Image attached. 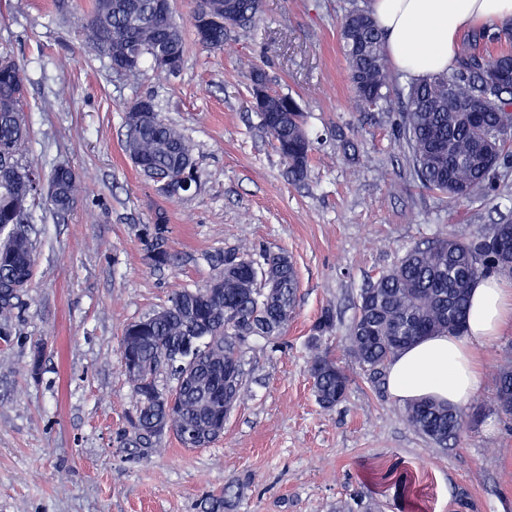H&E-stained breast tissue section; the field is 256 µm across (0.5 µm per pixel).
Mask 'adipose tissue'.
I'll return each instance as SVG.
<instances>
[{"label": "adipose tissue", "mask_w": 512, "mask_h": 512, "mask_svg": "<svg viewBox=\"0 0 512 512\" xmlns=\"http://www.w3.org/2000/svg\"><path fill=\"white\" fill-rule=\"evenodd\" d=\"M369 13L391 63L420 81L452 67L464 31L511 19L512 0H371ZM511 322L512 289L497 277L477 281L463 334L423 338L387 363L390 395L403 402H467L483 384L477 349Z\"/></svg>", "instance_id": "obj_1"}]
</instances>
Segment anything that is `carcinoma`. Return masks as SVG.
<instances>
[{
    "label": "carcinoma",
    "mask_w": 512,
    "mask_h": 512,
    "mask_svg": "<svg viewBox=\"0 0 512 512\" xmlns=\"http://www.w3.org/2000/svg\"><path fill=\"white\" fill-rule=\"evenodd\" d=\"M241 28L255 25L261 0H238ZM174 20L155 10L154 0H92L79 19L85 39L103 55L135 54L153 63L160 51L171 55L168 75L180 73L185 40ZM339 41L347 60L349 80L359 104L386 112L398 75L384 54L382 36L365 10H352L339 23ZM512 41V23L498 31L484 30L465 38L457 48L450 71L411 82L405 94L402 138L419 182L448 197L475 202L498 189L499 169L512 163V50L487 52L486 43ZM283 109L260 112V126L288 166L294 182L307 178L313 142L304 115L289 95H279ZM26 89L16 63L0 55V336L9 335L15 312L22 309L24 287L30 285L37 261L32 206L40 196V172L21 162L28 128ZM126 128L125 148L130 161L153 179L180 181L189 174L201 178L192 150L182 132L156 113L148 123ZM55 186L47 204L58 216L73 211L80 198L74 172L60 165L49 175ZM167 219L156 215L144 224L140 237L156 267L167 266L171 253ZM223 270L204 286L181 288L160 310L128 324L124 349H131L146 375L131 380L137 396L136 416L130 422L135 444L150 448L163 435L155 423L167 421L184 448L208 446L217 438L205 436L216 418L206 412L224 396V366H242L240 347L251 336L279 338L294 318L297 273L286 251H224ZM512 279V223L495 224L465 238L436 236L407 248L396 263L362 289L346 337L347 349L363 367L380 370L394 355L418 340L438 333L464 332L471 290L483 277ZM335 325L328 306L314 324L308 346L309 374L318 404L330 411L340 404L349 385L346 372L321 349V340ZM167 372L175 387L160 388L158 376ZM150 389L178 398L172 410L145 399ZM512 394V369L500 371L488 412L512 416L501 395ZM407 422L439 448L448 447L464 424L456 406L425 399L406 406Z\"/></svg>",
    "instance_id": "cac0c4a2"
}]
</instances>
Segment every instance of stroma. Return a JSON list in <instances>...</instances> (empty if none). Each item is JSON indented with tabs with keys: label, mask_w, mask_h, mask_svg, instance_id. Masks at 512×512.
<instances>
[{
	"label": "stroma",
	"mask_w": 512,
	"mask_h": 512,
	"mask_svg": "<svg viewBox=\"0 0 512 512\" xmlns=\"http://www.w3.org/2000/svg\"><path fill=\"white\" fill-rule=\"evenodd\" d=\"M91 0H0V52L28 90L23 164L71 167L80 202L58 219L35 206L37 264L26 304L0 336V512H512V419L484 411L512 368V324L478 352L477 415L438 448L404 419L381 375L344 349L361 288L404 247L469 236L512 219V168L496 194L455 205L414 178L393 119L358 104L339 22L370 0H262L254 29L218 50L194 40L195 0H172L186 39L178 76L144 66L128 78L87 43L76 19ZM291 96L314 141L306 180L291 182L252 108L251 69ZM190 143L197 188L167 198L126 157L123 111L139 97ZM168 216L172 266L156 268L139 237ZM288 251L296 317L284 335L242 346L245 393L207 448L165 433L149 454L123 443L137 399L120 364L125 325L201 284L229 249ZM350 378L324 410L307 371L309 328Z\"/></svg>",
	"instance_id": "obj_1"
}]
</instances>
